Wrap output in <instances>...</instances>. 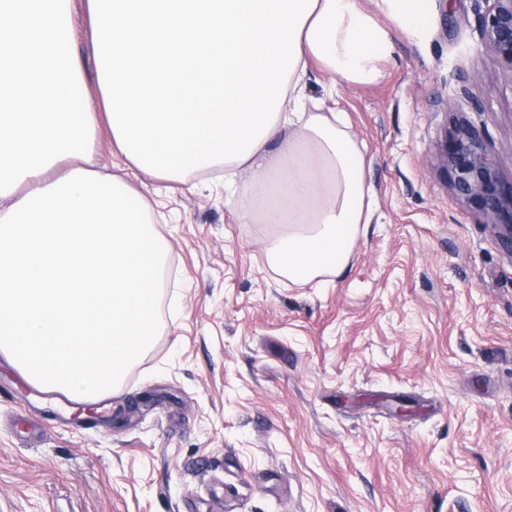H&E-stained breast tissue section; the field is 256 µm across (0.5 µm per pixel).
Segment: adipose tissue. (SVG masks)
Listing matches in <instances>:
<instances>
[{
  "label": "adipose tissue",
  "mask_w": 512,
  "mask_h": 512,
  "mask_svg": "<svg viewBox=\"0 0 512 512\" xmlns=\"http://www.w3.org/2000/svg\"><path fill=\"white\" fill-rule=\"evenodd\" d=\"M102 109L82 82L66 0H0V350L73 394L119 384L156 331L165 248L139 194L79 167L107 120L123 156L172 180L250 172L233 205L276 227L289 280L340 272L372 215L343 113L314 112L311 67L376 78L389 36L360 0H86Z\"/></svg>",
  "instance_id": "obj_1"
}]
</instances>
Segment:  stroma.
Instances as JSON below:
<instances>
[{"label":"stroma","mask_w":512,"mask_h":512,"mask_svg":"<svg viewBox=\"0 0 512 512\" xmlns=\"http://www.w3.org/2000/svg\"><path fill=\"white\" fill-rule=\"evenodd\" d=\"M362 5L390 36L380 77L307 87L374 188L347 266L281 275L223 171L128 177L166 247L154 342L88 423L0 360V512H512V256L439 151L465 118L512 177V69L480 47L485 0H428L413 31Z\"/></svg>","instance_id":"obj_1"}]
</instances>
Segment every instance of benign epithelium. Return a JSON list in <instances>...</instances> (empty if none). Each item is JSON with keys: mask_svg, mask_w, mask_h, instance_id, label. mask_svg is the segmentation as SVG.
I'll list each match as a JSON object with an SVG mask.
<instances>
[{"mask_svg": "<svg viewBox=\"0 0 512 512\" xmlns=\"http://www.w3.org/2000/svg\"><path fill=\"white\" fill-rule=\"evenodd\" d=\"M479 18L480 45L503 66L512 69V0H486ZM450 189L465 205H476L494 231L503 251L512 255V187L503 177L483 138L465 121L455 124L451 142L440 148Z\"/></svg>", "mask_w": 512, "mask_h": 512, "instance_id": "7a95c632", "label": "benign epithelium"}]
</instances>
